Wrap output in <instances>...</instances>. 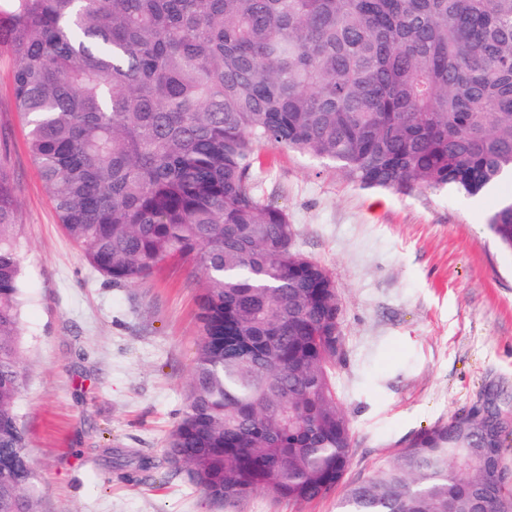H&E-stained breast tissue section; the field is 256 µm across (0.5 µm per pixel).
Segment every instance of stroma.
<instances>
[{
  "mask_svg": "<svg viewBox=\"0 0 512 512\" xmlns=\"http://www.w3.org/2000/svg\"><path fill=\"white\" fill-rule=\"evenodd\" d=\"M16 62L0 51V153L17 186L26 382L18 407L36 471L38 512H225L185 468L165 463L196 343L201 280L171 260L113 284L66 236L13 108ZM261 197L285 212L296 246L325 265L342 302L340 406L353 431L347 481L371 476L421 430L512 396V256L485 218L512 183L473 198L452 189L365 188L312 156L265 148ZM158 459L151 477L109 455ZM263 492L235 512H336Z\"/></svg>",
  "mask_w": 512,
  "mask_h": 512,
  "instance_id": "35a3bbf8",
  "label": "stroma"
}]
</instances>
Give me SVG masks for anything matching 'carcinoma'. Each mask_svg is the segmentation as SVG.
Listing matches in <instances>:
<instances>
[{"label":"carcinoma","instance_id":"1","mask_svg":"<svg viewBox=\"0 0 512 512\" xmlns=\"http://www.w3.org/2000/svg\"><path fill=\"white\" fill-rule=\"evenodd\" d=\"M13 105L57 220L114 284L171 258L202 278L199 340L167 460L226 512L262 491L338 512H512L490 459L512 400L420 431L346 482L342 303L261 199L265 147L365 187L512 177V0H0ZM486 224L512 252V200ZM17 198L0 160V512H38L25 428Z\"/></svg>","mask_w":512,"mask_h":512}]
</instances>
